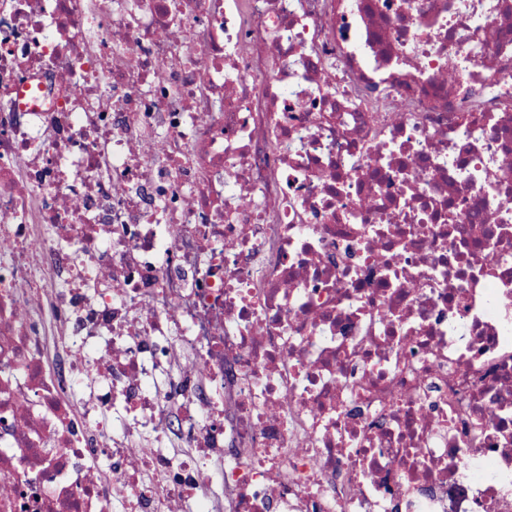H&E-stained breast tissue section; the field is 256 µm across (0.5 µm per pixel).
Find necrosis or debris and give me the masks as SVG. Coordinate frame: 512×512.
Here are the masks:
<instances>
[{"mask_svg": "<svg viewBox=\"0 0 512 512\" xmlns=\"http://www.w3.org/2000/svg\"><path fill=\"white\" fill-rule=\"evenodd\" d=\"M0 512H512V0H0Z\"/></svg>", "mask_w": 512, "mask_h": 512, "instance_id": "4bbe7bcc", "label": "necrosis or debris"}]
</instances>
